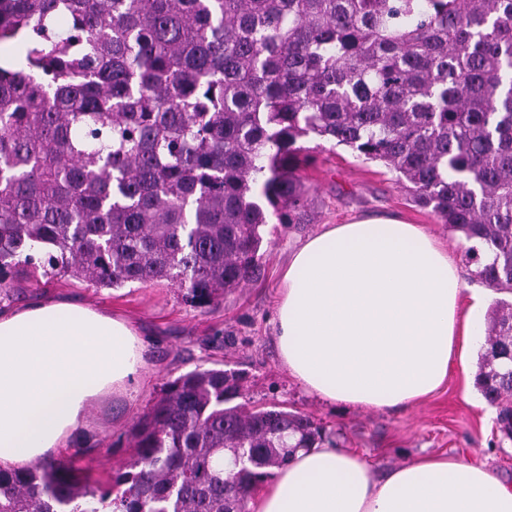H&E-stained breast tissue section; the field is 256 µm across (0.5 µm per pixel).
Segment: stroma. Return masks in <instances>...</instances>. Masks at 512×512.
<instances>
[{"label": "stroma", "mask_w": 512, "mask_h": 512, "mask_svg": "<svg viewBox=\"0 0 512 512\" xmlns=\"http://www.w3.org/2000/svg\"><path fill=\"white\" fill-rule=\"evenodd\" d=\"M304 145L310 160L302 170L307 190L302 223L263 226L260 277L210 306H193L182 290L167 285L134 283L113 290L63 275L33 277L23 267L11 271L0 287V309L21 308L44 297L71 298L124 314L141 331L146 346L135 392L92 405L85 429L56 449L54 459L71 462L92 480H108L130 460L136 425L168 381L197 369L222 368L240 377L238 403L256 408L279 404L308 415L330 442L377 468L390 469L424 453L447 454L512 480V437L500 428V406L489 404L476 387L478 355L454 365L439 391L403 410L329 404L289 374L273 324L281 274L291 252L325 225L370 215L400 216L423 226L459 258L465 294L487 292L492 305L500 298L464 261L461 234L414 205L384 165L363 161L329 142L308 139Z\"/></svg>", "instance_id": "35a3bbf8"}]
</instances>
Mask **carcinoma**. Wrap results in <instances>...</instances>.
I'll use <instances>...</instances> for the list:
<instances>
[{"mask_svg":"<svg viewBox=\"0 0 512 512\" xmlns=\"http://www.w3.org/2000/svg\"><path fill=\"white\" fill-rule=\"evenodd\" d=\"M2 43L0 272L44 252L46 275L213 304L259 273L268 212L300 223L312 137L383 163L512 294V0H0ZM485 342L476 387L511 399L512 302ZM239 389L177 377L113 486L0 469V512H248L322 433Z\"/></svg>","mask_w":512,"mask_h":512,"instance_id":"cac0c4a2","label":"carcinoma"}]
</instances>
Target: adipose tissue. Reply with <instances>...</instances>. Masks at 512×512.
Segmentation results:
<instances>
[{
	"label": "adipose tissue",
	"mask_w": 512,
	"mask_h": 512,
	"mask_svg": "<svg viewBox=\"0 0 512 512\" xmlns=\"http://www.w3.org/2000/svg\"><path fill=\"white\" fill-rule=\"evenodd\" d=\"M455 256L398 218L330 224L288 258L274 311L289 374L318 397L410 407L483 338V296L463 300ZM144 343L124 317L64 297L0 311V466L63 447L89 406L129 395ZM252 512H512V484L425 455L376 475L359 455L298 450Z\"/></svg>",
	"instance_id": "obj_1"
}]
</instances>
